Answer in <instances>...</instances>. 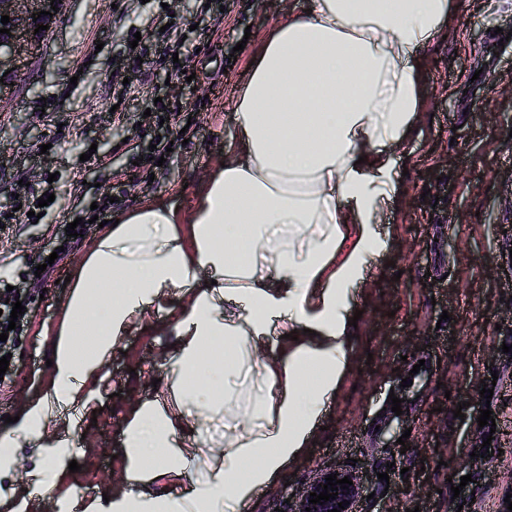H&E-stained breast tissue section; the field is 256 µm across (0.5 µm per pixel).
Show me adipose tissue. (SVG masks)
I'll return each instance as SVG.
<instances>
[{
	"label": "adipose tissue",
	"mask_w": 512,
	"mask_h": 512,
	"mask_svg": "<svg viewBox=\"0 0 512 512\" xmlns=\"http://www.w3.org/2000/svg\"><path fill=\"white\" fill-rule=\"evenodd\" d=\"M450 0H308L276 22L236 98L232 156L210 179L188 224L164 200L147 201L98 238L78 269L56 332L53 371L42 398L0 431V467L11 468L19 437L33 436L49 403L79 410L105 355L150 305L191 297L177 325L174 371L187 379L215 345L225 347L224 395L237 366L266 384L250 426L224 439V464L178 500L115 493L108 512H241L309 446L350 357L349 296L380 253L369 219L395 200L390 150L407 143L422 104V51L448 26ZM378 190H369V183ZM354 248L331 267L346 225ZM88 331L90 345L76 335ZM296 333L266 358L271 332ZM175 423L159 401L126 424L131 484L152 449H170ZM66 476L47 455L30 494L0 490V512H22L29 495L52 493Z\"/></svg>",
	"instance_id": "ef3b65f1"
}]
</instances>
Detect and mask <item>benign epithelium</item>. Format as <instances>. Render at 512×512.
<instances>
[{
	"label": "benign epithelium",
	"mask_w": 512,
	"mask_h": 512,
	"mask_svg": "<svg viewBox=\"0 0 512 512\" xmlns=\"http://www.w3.org/2000/svg\"><path fill=\"white\" fill-rule=\"evenodd\" d=\"M53 4L57 6L59 2L57 0L54 3L51 0H0V16L10 17L8 24L0 23V28L5 27L11 32V35L4 39L0 37V106L10 101L16 90L14 84L24 75L28 58H33L37 54L40 47V41L34 34L37 25L41 21L48 26L53 24L54 18L48 15L40 17V21L35 22L32 14L41 10L49 11ZM330 474L337 475L339 480L347 477L353 481V485L347 490L341 488L336 490L338 496L334 500L321 505L310 503V494L322 492L326 477ZM361 487L359 475L343 469H328L302 495L296 512H305L307 507L310 508V512H330L344 500L349 501L350 505L346 506L343 512H353L351 503L355 502Z\"/></svg>",
	"instance_id": "1"
}]
</instances>
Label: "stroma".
<instances>
[{
	"instance_id": "35a3bbf8",
	"label": "stroma",
	"mask_w": 512,
	"mask_h": 512,
	"mask_svg": "<svg viewBox=\"0 0 512 512\" xmlns=\"http://www.w3.org/2000/svg\"><path fill=\"white\" fill-rule=\"evenodd\" d=\"M204 0L187 9L162 0H67L12 101L0 108V205L27 198L49 174L58 183L84 180L83 237L44 281L31 287L27 275L57 246L65 230L57 221L68 205L59 198L36 222L0 233V296L14 286L31 296L17 340L0 348L9 356L10 385L0 387V428L40 396L55 356L69 279L88 258L103 230L93 223V205H110V217L137 212L161 198L181 217L195 210L211 174L235 144L236 93L249 78L272 22L303 12L307 0H224L223 15L204 11ZM457 5L445 38L424 49L423 106L394 172L400 192L373 220L384 248L360 278L351 298L362 316L350 341L351 363L327 403L310 452L244 502L243 512H293L291 495L303 492L328 467L362 475L367 492L357 512H505L512 494V0H452ZM192 24L184 70L205 72L211 83L191 91L181 79L159 88L178 109L187 139L174 125L142 131L139 102L113 117V59L146 34L138 77L156 81L164 47L150 33L159 19ZM172 150L162 167L150 163L155 134ZM90 160H82V153ZM190 307L177 293L154 303L105 356L98 381L76 421L49 417L37 438L22 441L0 485L24 488L43 446L63 425L71 427L67 460L80 466L48 498H35L30 512H74L125 486L129 462L124 431L143 401H173L181 383L173 369L177 324ZM413 383L405 387L402 377ZM494 386L482 399V384ZM402 401L387 409L388 395ZM465 403V419L454 410ZM491 409L495 433L478 426ZM406 444H399V437ZM489 443L492 453L473 457ZM180 450L194 455L188 474L163 461L145 471L134 491L153 498H181L204 482L224 459V405L203 410L198 424L179 429ZM395 472H387V462ZM388 481H379V473ZM473 480L452 494L451 480Z\"/></svg>"
}]
</instances>
